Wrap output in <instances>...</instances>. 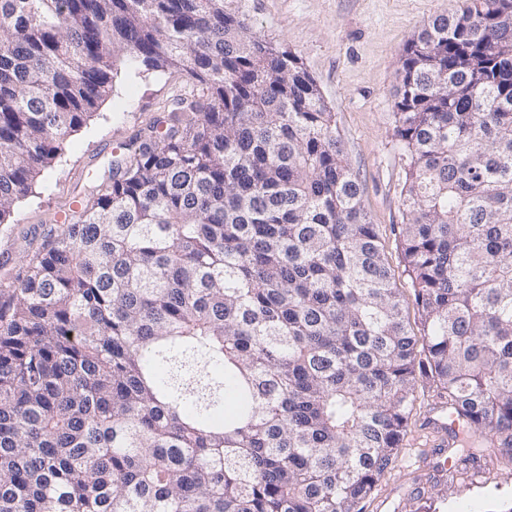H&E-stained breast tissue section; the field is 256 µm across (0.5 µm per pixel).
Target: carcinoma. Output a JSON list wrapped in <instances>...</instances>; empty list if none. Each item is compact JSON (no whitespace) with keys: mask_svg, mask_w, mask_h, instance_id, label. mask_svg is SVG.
I'll return each instance as SVG.
<instances>
[{"mask_svg":"<svg viewBox=\"0 0 512 512\" xmlns=\"http://www.w3.org/2000/svg\"><path fill=\"white\" fill-rule=\"evenodd\" d=\"M120 64L186 84L0 299V512H364L420 378L512 464V0L401 59L420 336L336 113L224 0H0V224Z\"/></svg>","mask_w":512,"mask_h":512,"instance_id":"cac0c4a2","label":"carcinoma"}]
</instances>
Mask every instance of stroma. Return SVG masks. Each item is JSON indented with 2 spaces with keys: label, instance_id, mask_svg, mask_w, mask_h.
<instances>
[{
  "label": "stroma",
  "instance_id": "1",
  "mask_svg": "<svg viewBox=\"0 0 512 512\" xmlns=\"http://www.w3.org/2000/svg\"><path fill=\"white\" fill-rule=\"evenodd\" d=\"M456 0H224L256 31L295 52L336 114L347 158L363 189L392 277L402 293L410 279L401 259L400 197L407 159L395 137L394 100L408 39ZM184 85L177 73L119 69L111 94L69 139L21 198L9 223L0 224V289L56 230L67 211L93 186L109 183L117 142L144 128ZM436 400L426 379L416 384L415 410L392 470L378 482L366 512H512V470L485 449L465 472L411 464L426 447L424 424Z\"/></svg>",
  "mask_w": 512,
  "mask_h": 512
}]
</instances>
